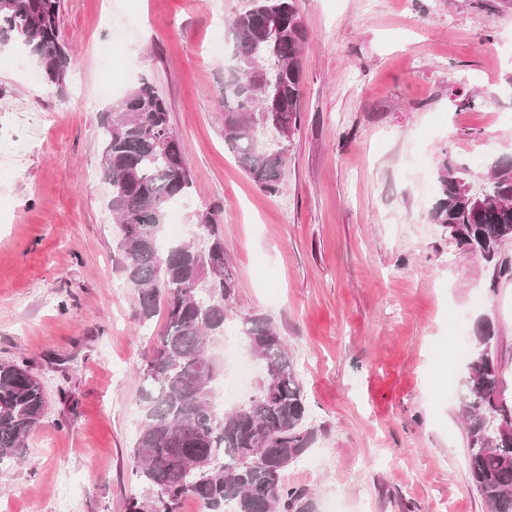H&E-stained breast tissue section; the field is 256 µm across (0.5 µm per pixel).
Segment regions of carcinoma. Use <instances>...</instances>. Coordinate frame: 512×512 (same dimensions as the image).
<instances>
[{"label": "carcinoma", "mask_w": 512, "mask_h": 512, "mask_svg": "<svg viewBox=\"0 0 512 512\" xmlns=\"http://www.w3.org/2000/svg\"><path fill=\"white\" fill-rule=\"evenodd\" d=\"M61 0H0V43L25 47L49 82L62 89L69 48L59 40ZM224 74V145L251 181L269 194L283 185L290 142L270 141L276 128L302 124L301 47L306 32L296 0H250L231 29ZM281 63L273 85L259 70ZM102 169L119 224L121 269L138 289L142 323L158 314L165 331L140 366L141 419L133 455L153 497L133 499L128 512H179L187 499L206 512H314L307 489L282 482L314 440L302 382L270 318L238 308L234 267L224 253L216 214H200L191 235L163 246L170 210L191 195L183 143L166 100L142 82L113 103L101 124ZM428 223L439 225L467 254L493 266L488 288L512 280V161L497 158L485 172L443 153ZM470 183L469 192L462 191ZM247 341L267 375L264 387L237 402H217L221 365L212 356L226 336ZM494 329L479 325L460 396L471 486L491 512H512V404L500 399L502 372ZM47 408L41 383L25 365L0 360V461L25 449ZM208 461L192 465L193 458Z\"/></svg>", "instance_id": "obj_1"}]
</instances>
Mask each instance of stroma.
Instances as JSON below:
<instances>
[{
    "instance_id": "35a3bbf8",
    "label": "stroma",
    "mask_w": 512,
    "mask_h": 512,
    "mask_svg": "<svg viewBox=\"0 0 512 512\" xmlns=\"http://www.w3.org/2000/svg\"><path fill=\"white\" fill-rule=\"evenodd\" d=\"M248 0H62L65 92L0 64V360L26 364L47 411L0 461V512H126L149 497L132 455L142 324L118 265L101 122L153 84L193 177L175 220L218 208L242 311L272 319L315 441L282 475L315 512H489L466 475L458 401L477 319L494 327L512 402V281L427 221L441 152L479 173L512 154V14L479 0H297L303 121L272 195L224 145L230 21ZM122 43L111 69L97 46ZM480 95L474 108L465 101Z\"/></svg>"
}]
</instances>
